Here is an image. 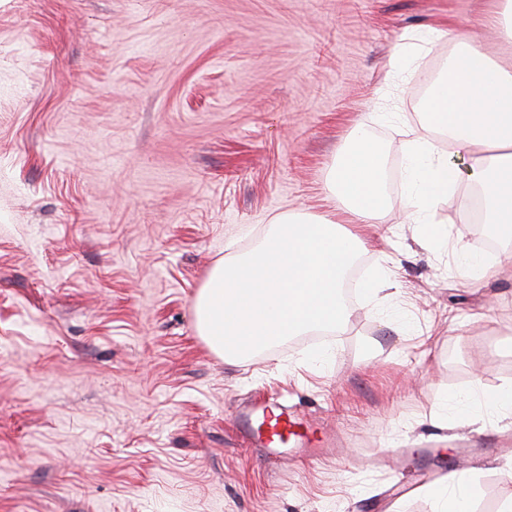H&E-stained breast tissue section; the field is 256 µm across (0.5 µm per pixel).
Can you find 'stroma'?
<instances>
[{
	"mask_svg": "<svg viewBox=\"0 0 512 512\" xmlns=\"http://www.w3.org/2000/svg\"><path fill=\"white\" fill-rule=\"evenodd\" d=\"M461 19L498 54L474 0H0V512H435L420 487L448 469L497 512L512 428L475 430L453 397L512 383V281L456 263L474 183L433 211L447 242L403 221L419 77L452 38L379 109L404 37ZM359 122L388 195L360 259L395 260L407 328L357 293L346 331L226 363L198 289L274 216L337 209ZM256 400L338 451L248 445Z\"/></svg>",
	"mask_w": 512,
	"mask_h": 512,
	"instance_id": "1",
	"label": "stroma"
}]
</instances>
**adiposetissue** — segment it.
<instances>
[{"label": "adipose tissue", "instance_id": "obj_1", "mask_svg": "<svg viewBox=\"0 0 512 512\" xmlns=\"http://www.w3.org/2000/svg\"><path fill=\"white\" fill-rule=\"evenodd\" d=\"M453 32L456 51L422 110L428 128L446 134L456 155L439 154L424 136L407 142L406 218L429 223L431 207L448 199L459 181L476 183L484 221L495 225L507 246L492 264L459 246V264L473 280L512 279V71L479 47L469 21H457ZM326 188L356 223L385 214L382 151L365 124L353 128ZM366 249L360 233L339 224L335 215L293 211L275 217L252 250L220 259L211 269L194 304L198 335L234 363L291 336L344 330L349 311L340 289Z\"/></svg>", "mask_w": 512, "mask_h": 512}]
</instances>
